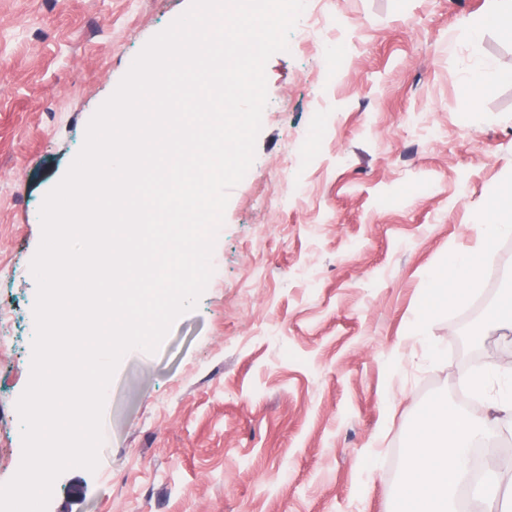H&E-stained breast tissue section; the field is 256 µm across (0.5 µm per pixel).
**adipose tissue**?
Listing matches in <instances>:
<instances>
[{"instance_id": "ef3b65f1", "label": "adipose tissue", "mask_w": 512, "mask_h": 512, "mask_svg": "<svg viewBox=\"0 0 512 512\" xmlns=\"http://www.w3.org/2000/svg\"><path fill=\"white\" fill-rule=\"evenodd\" d=\"M473 222L478 232L471 251L449 253L446 261L427 275L422 302L425 314L463 304L466 289L484 278L485 259L495 240L512 233V180L475 212ZM415 432L418 444L399 488L401 512H453L457 490L466 480L471 443L477 437L493 435L494 430L441 404L416 419Z\"/></svg>"}]
</instances>
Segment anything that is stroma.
<instances>
[{"label":"stroma","mask_w":512,"mask_h":512,"mask_svg":"<svg viewBox=\"0 0 512 512\" xmlns=\"http://www.w3.org/2000/svg\"><path fill=\"white\" fill-rule=\"evenodd\" d=\"M190 0H0V484L22 458L46 194L132 60ZM328 29L266 63L255 158L196 307L122 358L95 471L48 512H392L414 419L466 373L512 366L482 332L512 287L499 239L467 302L421 317L426 273L474 243L512 173V42L463 29L486 0H328ZM506 73L478 103V62ZM467 392V391H466ZM512 499V428L486 460Z\"/></svg>","instance_id":"stroma-1"}]
</instances>
